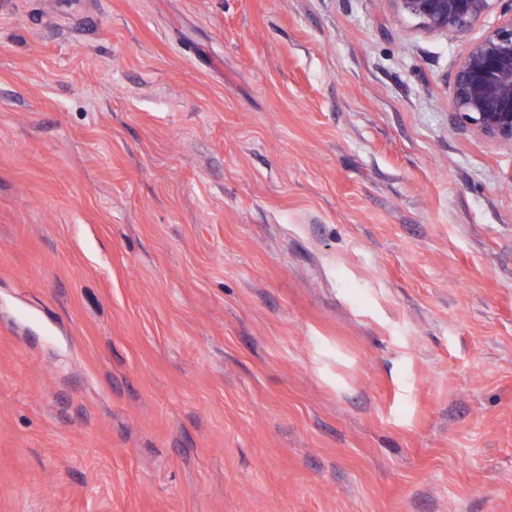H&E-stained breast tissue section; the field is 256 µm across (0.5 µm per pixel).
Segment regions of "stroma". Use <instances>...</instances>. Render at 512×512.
Returning <instances> with one entry per match:
<instances>
[{"instance_id": "1", "label": "stroma", "mask_w": 512, "mask_h": 512, "mask_svg": "<svg viewBox=\"0 0 512 512\" xmlns=\"http://www.w3.org/2000/svg\"><path fill=\"white\" fill-rule=\"evenodd\" d=\"M498 22L0 0V512H512ZM428 30L457 36L492 11L499 25L469 47L453 76V108L477 136L512 147V0H393Z\"/></svg>"}]
</instances>
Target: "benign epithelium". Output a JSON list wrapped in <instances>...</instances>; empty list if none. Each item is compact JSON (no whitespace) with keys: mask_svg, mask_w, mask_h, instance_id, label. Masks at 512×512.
Masks as SVG:
<instances>
[{"mask_svg":"<svg viewBox=\"0 0 512 512\" xmlns=\"http://www.w3.org/2000/svg\"><path fill=\"white\" fill-rule=\"evenodd\" d=\"M428 30L457 36L492 11L499 25L469 47L453 76V108L477 136L512 147V0H393Z\"/></svg>","mask_w":512,"mask_h":512,"instance_id":"benign-epithelium-1","label":"benign epithelium"}]
</instances>
